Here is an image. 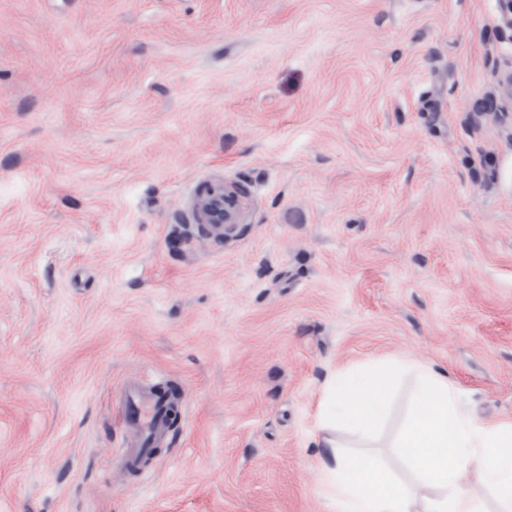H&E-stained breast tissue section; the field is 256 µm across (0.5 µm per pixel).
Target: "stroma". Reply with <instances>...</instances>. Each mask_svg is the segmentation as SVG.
<instances>
[{
    "label": "stroma",
    "instance_id": "1",
    "mask_svg": "<svg viewBox=\"0 0 512 512\" xmlns=\"http://www.w3.org/2000/svg\"><path fill=\"white\" fill-rule=\"evenodd\" d=\"M511 63L499 0H0V512H333L380 361L512 421ZM129 381L178 401L134 473ZM241 191L234 184H211L199 195L197 207L201 224H220L224 237L239 224L242 211Z\"/></svg>",
    "mask_w": 512,
    "mask_h": 512
}]
</instances>
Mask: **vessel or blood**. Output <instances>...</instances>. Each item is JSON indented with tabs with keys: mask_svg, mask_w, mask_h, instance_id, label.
<instances>
[{
	"mask_svg": "<svg viewBox=\"0 0 512 512\" xmlns=\"http://www.w3.org/2000/svg\"><path fill=\"white\" fill-rule=\"evenodd\" d=\"M127 424L140 432L146 443L137 448L120 449L122 465L130 470L140 467L141 458L148 453L147 442L154 436L164 433L167 425V401L155 391H144L138 387H128L124 394Z\"/></svg>",
	"mask_w": 512,
	"mask_h": 512,
	"instance_id": "1",
	"label": "vessel or blood"
}]
</instances>
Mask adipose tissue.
Returning <instances> with one entry per match:
<instances>
[{
	"label": "adipose tissue",
	"instance_id": "1",
	"mask_svg": "<svg viewBox=\"0 0 512 512\" xmlns=\"http://www.w3.org/2000/svg\"><path fill=\"white\" fill-rule=\"evenodd\" d=\"M399 373L418 383L392 442L400 475L368 450ZM321 427L334 450L322 471L335 512H512V422L473 418L447 374L431 366L403 359L355 376L336 373L322 401Z\"/></svg>",
	"mask_w": 512,
	"mask_h": 512
}]
</instances>
